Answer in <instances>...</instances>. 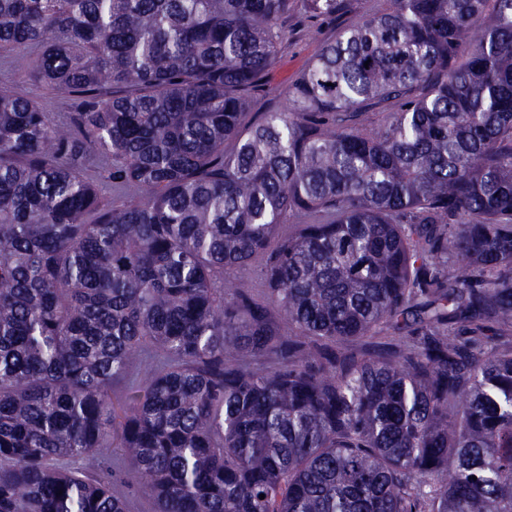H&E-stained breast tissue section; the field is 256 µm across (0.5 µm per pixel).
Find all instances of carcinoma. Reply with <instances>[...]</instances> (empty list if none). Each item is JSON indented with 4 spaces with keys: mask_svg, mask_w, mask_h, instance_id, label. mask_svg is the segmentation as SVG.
<instances>
[{
    "mask_svg": "<svg viewBox=\"0 0 512 512\" xmlns=\"http://www.w3.org/2000/svg\"><path fill=\"white\" fill-rule=\"evenodd\" d=\"M292 4L0 0L76 102L0 90V512H126L57 467L112 447L156 512H512V0H390L251 121Z\"/></svg>",
    "mask_w": 512,
    "mask_h": 512,
    "instance_id": "obj_1",
    "label": "carcinoma"
}]
</instances>
